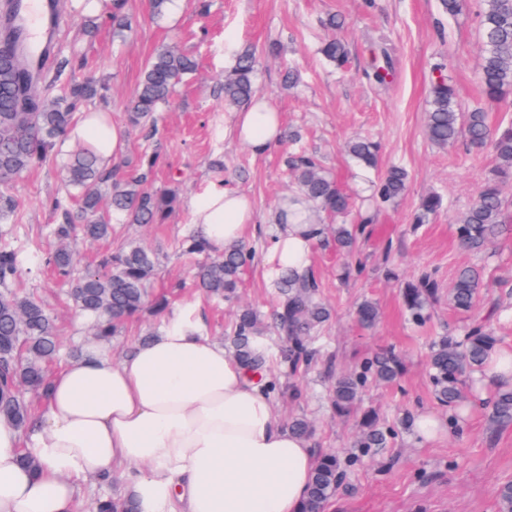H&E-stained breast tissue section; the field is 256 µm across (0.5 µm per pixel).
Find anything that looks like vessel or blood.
<instances>
[{
    "label": "vessel or blood",
    "mask_w": 512,
    "mask_h": 512,
    "mask_svg": "<svg viewBox=\"0 0 512 512\" xmlns=\"http://www.w3.org/2000/svg\"><path fill=\"white\" fill-rule=\"evenodd\" d=\"M61 24L49 0H0V26L17 34L24 54L36 61H44L46 45L57 37Z\"/></svg>",
    "instance_id": "1"
}]
</instances>
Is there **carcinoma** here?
<instances>
[{
    "label": "carcinoma",
    "instance_id": "obj_1",
    "mask_svg": "<svg viewBox=\"0 0 512 512\" xmlns=\"http://www.w3.org/2000/svg\"><path fill=\"white\" fill-rule=\"evenodd\" d=\"M100 6V14L112 22L113 33L120 35L130 27L124 0H85ZM482 63L478 83L484 99L490 103L512 102V0H479L477 13ZM346 20L338 14L327 20L335 31L325 40L321 53L326 60L342 68L348 61V50L338 32ZM366 78L379 85L387 84L392 67L388 49L377 46ZM257 58L244 50L237 55L235 65L224 75L221 92L224 104H250L256 97L254 73ZM197 63L193 55L175 47H165L148 60L134 97L126 111L132 128L155 135V113L169 104L177 86L194 74ZM41 72L21 58L13 41L0 35V210L15 211L10 194L12 185L25 172L45 163L55 153L57 145L67 138L78 121L77 113L102 98L101 88L90 81L69 79L61 95L47 97L37 84ZM426 133L437 146L446 148L463 142L470 149L487 150L493 158L491 176L486 180L476 200L455 221L456 238L466 252H484L499 239L512 234V201L502 192L503 184L512 181V121H500L493 126L488 113L480 108L462 112L454 86L444 77L436 79L430 88ZM346 151L356 164L370 174L371 209L359 214L355 224L311 223L315 241L330 240L336 250L348 258L357 253L362 225L373 223L374 212L402 197L407 189L408 174L400 166L383 171L379 167L380 147L368 137L348 141ZM163 163L157 150H146L134 161L123 176L119 169L102 165L98 155L82 145L61 169V183L66 195L75 191L79 206L74 209L66 200H52L58 214L53 235L59 242L55 249L31 241H20L14 230H0V416L18 427L26 426L31 412L23 400V390L46 397L50 390L47 367L57 359L60 347L55 320L33 296L14 291L30 265L40 260L51 267L57 278L71 285L70 295L76 313L87 320L97 341L109 342L120 336L128 323L143 314H163L168 298L151 293L156 279L159 256L138 240L125 238L112 252L104 256L97 267L80 276L74 275V260L66 242L79 234L93 242L112 237L111 219L126 224H161L175 209L178 198L172 190H156L151 177ZM287 166L296 181L298 194L311 203L320 214L332 218L346 214L352 206L350 195L336 177L328 172L312 152L292 153ZM442 199L436 194L424 196L414 221L424 224L436 215ZM181 249L195 256L192 280L196 288L209 298L232 300L237 297L240 275L254 258L245 243L224 247L220 252L199 236L191 234L181 242ZM275 303L267 317L253 307H244L235 316L224 336L225 345L251 373L263 377L269 372L268 334L278 337L280 364L291 376L307 371L319 361V351L313 346V336L327 322L331 307L322 298L321 283L313 268L302 272L284 271L273 280ZM482 278L473 266L461 267L448 300L458 311L470 312L480 297ZM438 291L433 273L422 271L400 283V296L411 320H426L431 302ZM356 323L363 329L373 327L379 319V308L365 299L354 307ZM498 345L495 332L483 323L471 326L456 340L443 336L432 343L428 368L435 398L461 413L476 397L468 381L487 366ZM331 380V408L338 415H348L362 397L365 374L380 383H392L402 371L400 357L392 350L375 353L366 362L365 373H335L333 359L322 361ZM488 426L495 430L512 425V385L499 386L490 399ZM288 428L309 439L313 426L304 417L288 421ZM387 432L374 415L362 419L357 445L361 448H383ZM341 479L336 455L319 456L307 496L300 512H325L335 496ZM95 512H137L131 499L98 498L92 503Z\"/></svg>",
    "mask_w": 512,
    "mask_h": 512
}]
</instances>
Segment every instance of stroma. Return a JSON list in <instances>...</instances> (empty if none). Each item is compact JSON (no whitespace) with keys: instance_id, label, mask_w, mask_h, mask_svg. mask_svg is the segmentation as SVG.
Wrapping results in <instances>:
<instances>
[{"instance_id":"35a3bbf8","label":"stroma","mask_w":512,"mask_h":512,"mask_svg":"<svg viewBox=\"0 0 512 512\" xmlns=\"http://www.w3.org/2000/svg\"><path fill=\"white\" fill-rule=\"evenodd\" d=\"M61 3L66 18L63 53L87 60L81 75L103 86L115 123H123L124 105L157 49L175 46L196 58L195 75L159 113L155 138L148 142L129 133L123 153L130 159L151 146L166 154L170 166L156 175L154 185L175 190L179 204L164 223L121 224L117 231L143 239L158 252L155 292H168L172 284L189 280L175 243L190 229L193 200L214 183L213 163L223 162L225 187L249 195L258 214L244 237L256 252L254 262L241 276L237 303L217 304L188 288L172 297L170 305L175 311L197 304L206 332L216 341H223L238 305L268 311L266 257L275 232L271 215L294 189L286 167L287 143L256 156L228 134L236 111L225 106L218 86L239 52L249 48L259 54L255 84L260 95L280 112L284 132L297 134L354 193L357 210L368 209L371 190L345 152L348 139L362 135L378 141L382 167L407 170L406 194L366 227L359 243L364 263L360 275H346L345 258L331 243L316 246L312 262L332 308L317 346L333 356L340 372L362 371L376 351L393 349L403 362L400 378L388 386L367 382L358 413L348 417L329 411L327 383L317 367L296 378L300 401L279 396L273 403L282 419L303 415L311 420V447L336 452L341 462L343 484L326 512H497L496 491L512 482V426L489 429L485 410L477 404L465 420H456L435 399L427 369L435 339L458 336L473 322L487 319L495 302L505 312L492 326L501 345L512 347V236L476 254L462 252L455 234V218L475 200L491 159L460 144L439 148L425 130L429 88L438 77L455 85L462 108L483 103L476 83L481 65L477 0H460L453 16L443 11L440 0H206L202 12L193 0H173L159 20L151 19L147 0H129L132 29L121 37L113 36L111 26L97 15L71 8V0ZM334 12L348 23L344 36L349 64L343 71L319 52L329 34L324 22ZM379 42L386 44L393 61L391 82L385 87L371 85L364 76L370 50ZM288 65L298 75L291 87L281 82ZM76 147V141L66 140L53 159L14 184L17 210L0 215L1 228L53 246L50 231L57 216L50 201L61 191V166ZM430 193L441 196L442 208L430 223H415L419 203ZM464 265L480 269L484 283L482 300L469 313L448 302V288ZM390 268L398 278L424 270L434 273L439 290L426 323L409 320L398 278L393 281L386 274ZM19 290L38 296L51 310L63 361L91 343L87 322L75 315L65 288L49 272L24 276ZM365 298L378 302L382 312L371 330L358 327L352 315L355 303ZM366 412L376 414L389 430L386 447H354L360 416ZM422 413L446 423L443 434L427 444L420 442L415 426Z\"/></svg>"}]
</instances>
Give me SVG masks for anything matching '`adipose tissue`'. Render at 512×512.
<instances>
[{
	"instance_id": "1",
	"label": "adipose tissue",
	"mask_w": 512,
	"mask_h": 512,
	"mask_svg": "<svg viewBox=\"0 0 512 512\" xmlns=\"http://www.w3.org/2000/svg\"><path fill=\"white\" fill-rule=\"evenodd\" d=\"M281 133L279 113L264 100L238 113L231 129L256 155ZM72 136L107 164L125 148V130L94 117ZM255 218L247 194L220 186L192 204L193 232L216 250L243 240ZM267 263L276 273L310 266L307 225L279 222ZM25 453L37 469L20 464ZM315 464L267 389L248 380L187 306L120 359L87 346L52 374L44 410L27 429L0 418V512H75L83 486L104 477L120 481L140 512H299Z\"/></svg>"
}]
</instances>
